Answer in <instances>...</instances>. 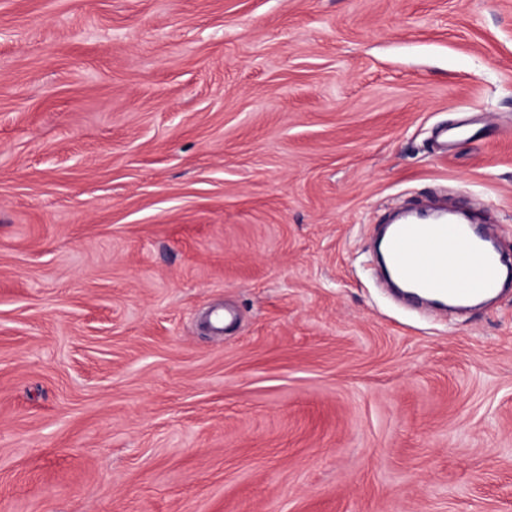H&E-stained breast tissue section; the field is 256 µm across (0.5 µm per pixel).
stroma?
<instances>
[{
  "mask_svg": "<svg viewBox=\"0 0 512 512\" xmlns=\"http://www.w3.org/2000/svg\"><path fill=\"white\" fill-rule=\"evenodd\" d=\"M428 196L512 255V0H0V512H512V292L379 275Z\"/></svg>",
  "mask_w": 512,
  "mask_h": 512,
  "instance_id": "stroma-1",
  "label": "stroma"
}]
</instances>
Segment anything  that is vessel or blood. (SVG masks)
Wrapping results in <instances>:
<instances>
[{"label": "vessel or blood", "mask_w": 512, "mask_h": 512, "mask_svg": "<svg viewBox=\"0 0 512 512\" xmlns=\"http://www.w3.org/2000/svg\"><path fill=\"white\" fill-rule=\"evenodd\" d=\"M482 221L480 211L451 210L413 212L394 225L386 262L391 276L409 287V299L434 297L458 309L497 291L512 259L486 245L477 230Z\"/></svg>", "instance_id": "1"}]
</instances>
